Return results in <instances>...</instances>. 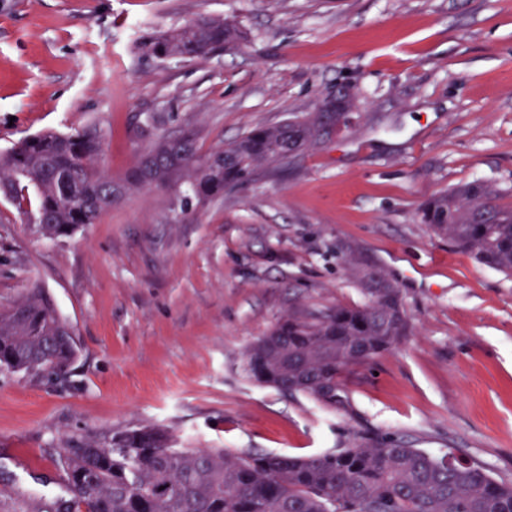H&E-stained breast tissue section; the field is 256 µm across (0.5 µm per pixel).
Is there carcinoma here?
I'll use <instances>...</instances> for the list:
<instances>
[{"label": "carcinoma", "mask_w": 512, "mask_h": 512, "mask_svg": "<svg viewBox=\"0 0 512 512\" xmlns=\"http://www.w3.org/2000/svg\"><path fill=\"white\" fill-rule=\"evenodd\" d=\"M243 38L235 25L209 17L145 37L139 48L157 59L194 60ZM351 108L254 128L206 155L198 154L193 130L178 140L158 138L120 184L99 165L98 128L45 131L0 153V194L17 199L33 188L42 235L67 236L112 208L119 186L187 184L203 199L222 196L260 167L321 142L325 125L348 127ZM149 158L161 162L151 182L141 168ZM421 220L477 263L512 275V205L500 203L490 185L466 182L433 196ZM356 283L363 304L288 314L246 349L245 375L326 409L349 410L342 374L394 349L410 330L395 285L365 269ZM78 354L71 326L40 286L0 308L1 367L57 378ZM60 466L69 499L57 512H512V484L482 465L387 436L356 435L345 448L307 457L242 456L180 448L166 429L139 426L67 446Z\"/></svg>", "instance_id": "cac0c4a2"}]
</instances>
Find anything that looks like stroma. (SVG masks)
I'll list each match as a JSON object with an SVG mask.
<instances>
[{
    "instance_id": "stroma-1",
    "label": "stroma",
    "mask_w": 512,
    "mask_h": 512,
    "mask_svg": "<svg viewBox=\"0 0 512 512\" xmlns=\"http://www.w3.org/2000/svg\"><path fill=\"white\" fill-rule=\"evenodd\" d=\"M201 17L237 24L240 45L138 52ZM340 85L356 99L347 129L220 197L133 189L49 239L34 192L0 196V306L41 285L79 348L56 380L0 368V512H44L65 493L66 442L133 425L240 455L379 433L512 483V276L419 218L474 180L512 203V0H0V152L95 124L121 178L146 115L158 137L195 129L207 154ZM358 264L399 288L411 331L346 371L352 412L246 377V347L289 313L362 303Z\"/></svg>"
}]
</instances>
